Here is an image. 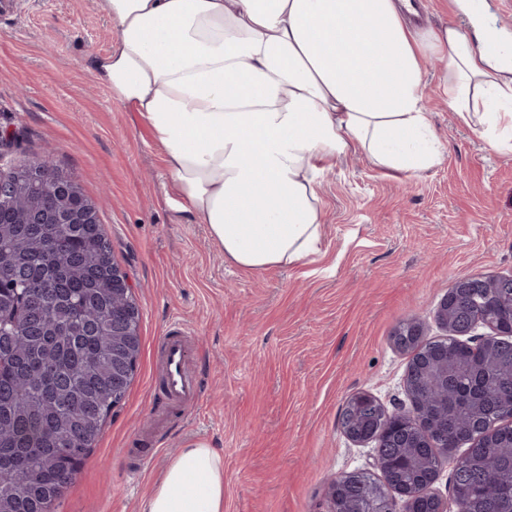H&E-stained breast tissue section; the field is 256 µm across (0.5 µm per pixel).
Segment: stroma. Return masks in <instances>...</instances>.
I'll return each instance as SVG.
<instances>
[{
    "instance_id": "1",
    "label": "stroma",
    "mask_w": 512,
    "mask_h": 512,
    "mask_svg": "<svg viewBox=\"0 0 512 512\" xmlns=\"http://www.w3.org/2000/svg\"><path fill=\"white\" fill-rule=\"evenodd\" d=\"M0 10V129L19 133L14 163L50 156L98 207L140 312L141 348L123 401L54 512H142L176 452L224 458V512H328L336 477L371 468L341 413L359 392L408 407L410 353L394 329L445 331L435 308L458 278L512 275V150L452 112L438 66L425 76L442 162L409 176L362 153L321 176L319 254L260 273L225 262L206 225L174 211L162 150L113 100L91 63L115 43L97 0H11ZM190 336L197 405L158 394L160 346Z\"/></svg>"
}]
</instances>
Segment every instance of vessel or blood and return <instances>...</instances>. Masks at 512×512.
<instances>
[{"label":"vessel or blood","mask_w":512,"mask_h":512,"mask_svg":"<svg viewBox=\"0 0 512 512\" xmlns=\"http://www.w3.org/2000/svg\"><path fill=\"white\" fill-rule=\"evenodd\" d=\"M162 381L163 394L168 404L191 407L200 397V383L190 372L189 350L183 335L171 334L163 337Z\"/></svg>","instance_id":"1"}]
</instances>
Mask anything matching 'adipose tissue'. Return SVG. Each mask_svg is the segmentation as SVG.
<instances>
[{"label":"adipose tissue","mask_w":512,"mask_h":512,"mask_svg":"<svg viewBox=\"0 0 512 512\" xmlns=\"http://www.w3.org/2000/svg\"><path fill=\"white\" fill-rule=\"evenodd\" d=\"M115 45L97 81L137 112L195 223L260 273L318 254L319 165L361 150L416 174L442 151L424 103L430 60L449 108L512 148V39L495 53L456 25L415 27L411 0H97ZM143 512H224V458L180 449Z\"/></svg>","instance_id":"ef3b65f1"}]
</instances>
